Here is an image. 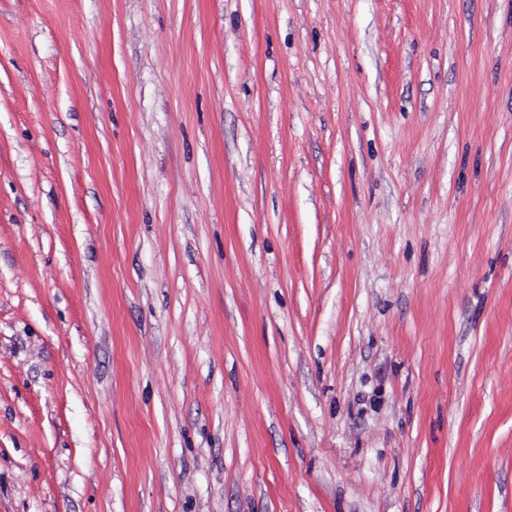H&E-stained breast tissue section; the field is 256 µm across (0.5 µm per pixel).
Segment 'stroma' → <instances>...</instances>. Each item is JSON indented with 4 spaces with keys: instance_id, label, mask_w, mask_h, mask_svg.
<instances>
[{
    "instance_id": "obj_1",
    "label": "stroma",
    "mask_w": 512,
    "mask_h": 512,
    "mask_svg": "<svg viewBox=\"0 0 512 512\" xmlns=\"http://www.w3.org/2000/svg\"><path fill=\"white\" fill-rule=\"evenodd\" d=\"M0 512H512V0H0Z\"/></svg>"
}]
</instances>
